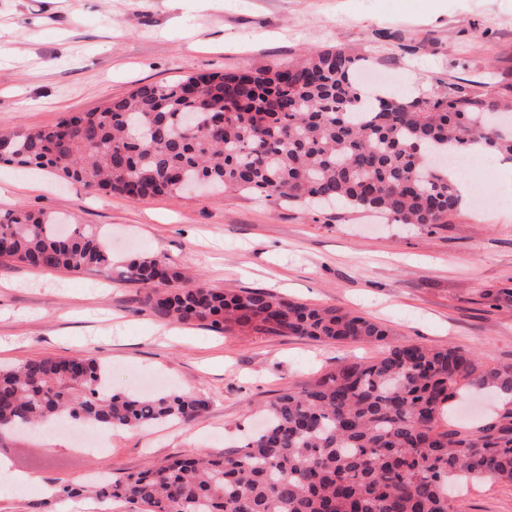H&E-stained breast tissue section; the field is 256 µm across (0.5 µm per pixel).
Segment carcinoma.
<instances>
[{
	"mask_svg": "<svg viewBox=\"0 0 512 512\" xmlns=\"http://www.w3.org/2000/svg\"><path fill=\"white\" fill-rule=\"evenodd\" d=\"M363 58L310 49L288 65L143 84L52 126L0 132V162L50 169L129 200L180 198L204 179L211 191L274 202H338L399 224L434 227L460 210L439 162L477 145L512 162V125L491 117L509 101L450 85L441 93L362 95ZM0 258L42 270L112 266L94 226L60 224L23 207L0 218ZM122 277L147 289L145 305L184 323L228 325L276 336L374 343L387 331L340 307L317 308L259 289L182 285L164 256L134 260ZM512 393V364L486 366L464 349L389 347L369 363L336 368L270 403L263 430L204 459L185 455L94 486L141 512H464L448 488L512 483V399L474 425L449 411L464 388ZM208 407L198 394L112 390L85 355L0 368V431L48 417L85 429H144L189 421Z\"/></svg>",
	"mask_w": 512,
	"mask_h": 512,
	"instance_id": "obj_1",
	"label": "carcinoma"
}]
</instances>
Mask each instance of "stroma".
<instances>
[{
  "label": "stroma",
  "instance_id": "35a3bbf8",
  "mask_svg": "<svg viewBox=\"0 0 512 512\" xmlns=\"http://www.w3.org/2000/svg\"><path fill=\"white\" fill-rule=\"evenodd\" d=\"M337 47L369 59L390 91L429 94L461 85L512 98V0H0V129L49 126L193 73L285 64L307 48ZM0 164V216L42 211L110 232L112 266L92 273L0 262V366L90 355L112 388L199 393L191 422L122 429L106 452L74 451L73 429L0 434V460L47 483L119 479L166 459L216 456L242 444L260 411L337 366L375 360L408 341L458 346L485 364L512 363V193L498 173L468 176L500 199L463 206L438 227L387 224L357 211H317L249 193L154 196L95 192L50 170ZM157 255L213 288L263 289L315 306H339L381 323L385 341L336 345L230 327L215 332L145 308L125 281L130 262ZM466 512H512V484L464 490Z\"/></svg>",
  "mask_w": 512,
  "mask_h": 512
}]
</instances>
